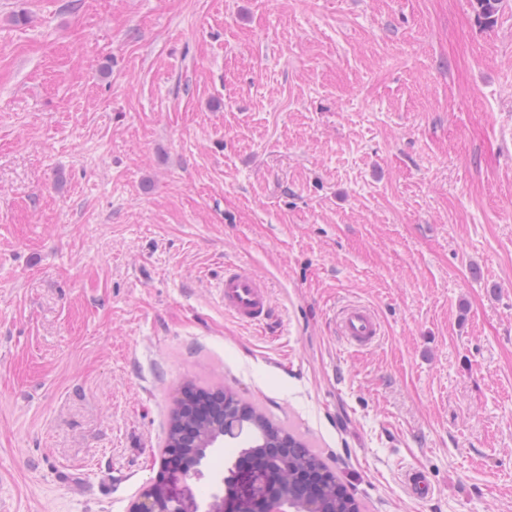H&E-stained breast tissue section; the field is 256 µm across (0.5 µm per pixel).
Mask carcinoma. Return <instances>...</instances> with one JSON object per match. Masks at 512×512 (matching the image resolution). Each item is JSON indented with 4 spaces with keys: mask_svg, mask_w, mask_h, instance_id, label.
<instances>
[{
    "mask_svg": "<svg viewBox=\"0 0 512 512\" xmlns=\"http://www.w3.org/2000/svg\"><path fill=\"white\" fill-rule=\"evenodd\" d=\"M475 2L479 17L492 23L500 0ZM187 389L203 396L209 408L205 413L198 414L179 404L170 420L166 444L179 442L187 433L202 438L208 433L216 413L226 409L234 412L243 410L252 418L251 432L264 444L262 448L252 449V452L262 460L265 469L276 476L271 487H287L288 497L299 503L315 502L318 512H359L355 500L336 481L321 455L303 439L288 433L230 391L197 388L192 383L187 384ZM218 482L223 484L224 499L237 502L236 512H252V500L241 499V494L236 491L235 478L222 477Z\"/></svg>",
    "mask_w": 512,
    "mask_h": 512,
    "instance_id": "carcinoma-1",
    "label": "carcinoma"
}]
</instances>
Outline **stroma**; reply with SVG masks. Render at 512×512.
Instances as JSON below:
<instances>
[{"instance_id": "stroma-1", "label": "stroma", "mask_w": 512, "mask_h": 512, "mask_svg": "<svg viewBox=\"0 0 512 512\" xmlns=\"http://www.w3.org/2000/svg\"><path fill=\"white\" fill-rule=\"evenodd\" d=\"M189 381L512 512V0H0V512H127ZM224 311L239 323L265 326L273 310L266 283L251 271L236 264H225L221 291ZM340 336L356 350L375 346L381 335V325L375 312L360 303L343 306L338 315Z\"/></svg>"}]
</instances>
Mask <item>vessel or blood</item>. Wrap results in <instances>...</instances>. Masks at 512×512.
I'll return each mask as SVG.
<instances>
[{
	"instance_id": "vessel-or-blood-1",
	"label": "vessel or blood",
	"mask_w": 512,
	"mask_h": 512,
	"mask_svg": "<svg viewBox=\"0 0 512 512\" xmlns=\"http://www.w3.org/2000/svg\"><path fill=\"white\" fill-rule=\"evenodd\" d=\"M221 298L225 312L248 326L266 325L273 310L272 296L266 283L235 264L224 267ZM338 327L346 344L357 350L372 348L381 334L375 312L360 303H350L341 308Z\"/></svg>"
}]
</instances>
